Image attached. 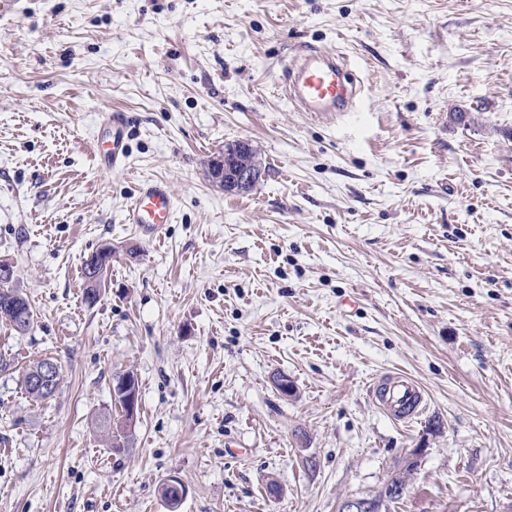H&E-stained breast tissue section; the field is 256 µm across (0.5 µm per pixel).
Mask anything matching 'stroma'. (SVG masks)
<instances>
[{"label":"stroma","mask_w":512,"mask_h":512,"mask_svg":"<svg viewBox=\"0 0 512 512\" xmlns=\"http://www.w3.org/2000/svg\"><path fill=\"white\" fill-rule=\"evenodd\" d=\"M299 44L346 59L358 111L285 99ZM113 110L128 158L103 171ZM235 140L262 172L231 195L206 170ZM149 180L175 202L155 238L124 221ZM0 260L34 311L0 323V512H173L172 476L174 512H338L415 448L386 512H512V0H11ZM45 357L38 403L22 375ZM385 371L423 386L416 421L373 403ZM102 251L109 252V253L106 254L105 256H102L100 251L92 254L94 257L97 258L96 269H98V273H100L99 277H98L97 273L95 272L94 267L90 266L88 269V275H87V279H86L85 275L87 272V268H86V265L84 264L85 260L82 262V266H81V273H82L81 279L83 280V285H84L83 300L85 303H87L90 306L97 303L100 299L104 275L107 271V268L108 267L110 268V262L112 261V250L109 251V247H104V248H102ZM97 277H98V281H97L95 287L88 286L87 280L95 282L97 280ZM91 292L93 293V297L90 296ZM50 358L47 359H41L36 362H33L29 367L26 369L25 374L23 376V387L25 393L33 399L34 401L39 402H45L53 399V397L58 393L59 387H60V372L59 368L55 363L50 362ZM48 363V364H46ZM44 364V365H42ZM42 365L39 369H36L33 377H32V384L40 389H45L47 385H50L53 380L55 367H57V374L55 377V382L52 384V387L48 389L45 392L37 391L35 388L30 386L29 383V377L30 373L33 371V368L36 366ZM122 377V379L125 376H129L130 378H133L138 386L137 380L131 373H122L118 376H116L115 379ZM136 384L130 383L129 379L126 378L123 382V384L120 386L121 391H118L115 384L112 385V394L113 396H117L121 402L123 403L125 417L123 420V423L125 426H129L130 428L135 424L137 419V414L139 410V390L136 386ZM128 427V428H129Z\"/></svg>","instance_id":"35a3bbf8"}]
</instances>
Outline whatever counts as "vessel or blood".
Returning <instances> with one entry per match:
<instances>
[{"label": "vessel or blood", "instance_id": "1", "mask_svg": "<svg viewBox=\"0 0 512 512\" xmlns=\"http://www.w3.org/2000/svg\"><path fill=\"white\" fill-rule=\"evenodd\" d=\"M283 87L298 111L318 118L335 117L349 111L356 94L347 67L336 56L312 46L301 47L289 62ZM127 124L126 116L120 112L105 114L103 126L109 137L96 145L95 158L99 169L112 171L124 166ZM173 212L174 199L168 185L162 181H146L139 185L125 221L153 236L161 231L164 224L171 222ZM371 395L375 405L398 422L412 420L426 402L424 388L404 373L378 377Z\"/></svg>", "mask_w": 512, "mask_h": 512}]
</instances>
